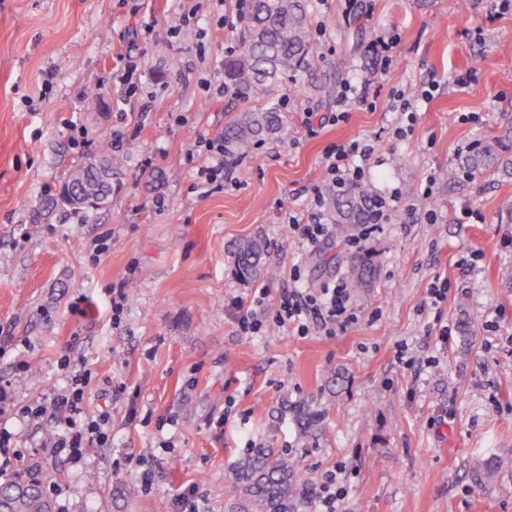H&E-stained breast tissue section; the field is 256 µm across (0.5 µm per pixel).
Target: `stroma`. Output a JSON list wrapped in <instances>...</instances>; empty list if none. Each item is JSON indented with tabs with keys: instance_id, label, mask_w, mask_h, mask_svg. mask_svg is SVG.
Here are the masks:
<instances>
[{
	"instance_id": "1",
	"label": "stroma",
	"mask_w": 512,
	"mask_h": 512,
	"mask_svg": "<svg viewBox=\"0 0 512 512\" xmlns=\"http://www.w3.org/2000/svg\"><path fill=\"white\" fill-rule=\"evenodd\" d=\"M310 2L316 62L274 93L285 134L206 181L236 0H0V386L20 406L45 400L66 361L89 374L86 416L109 417L106 447L53 457L51 419L0 414L11 471L52 457L56 512H177L192 486L224 512L253 446L291 454L311 489L341 469L339 512H512V178L462 169L471 144L512 125V0ZM380 35L394 40L386 61L371 49ZM325 71L332 92L309 97L303 82ZM364 79L367 103L337 120L344 83ZM431 81L397 136L405 99ZM92 82L100 98L86 96ZM115 133L110 202L89 216L48 210ZM351 140L375 144L365 181L401 209L361 247L300 250L288 213L321 188L326 148ZM257 236L266 271L245 280L235 246ZM361 249L378 275L352 292L347 332L240 333L252 288L295 269L320 287ZM439 280L448 297L433 310ZM465 310L480 317L472 339L436 347L435 316ZM302 410L319 417L306 440ZM478 456L501 462L483 488L470 477Z\"/></svg>"
}]
</instances>
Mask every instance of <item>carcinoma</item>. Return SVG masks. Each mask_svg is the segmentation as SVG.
Returning a JSON list of instances; mask_svg holds the SVG:
<instances>
[{
	"mask_svg": "<svg viewBox=\"0 0 512 512\" xmlns=\"http://www.w3.org/2000/svg\"><path fill=\"white\" fill-rule=\"evenodd\" d=\"M309 0H238L237 39L241 51L224 58V93L242 103L224 121V153L229 158L248 155L264 136L284 130L279 108L269 103L276 82L288 74L310 70L314 60ZM95 159L74 170L63 184L56 203L76 212L99 209L112 197V183L94 171ZM463 165L471 174L512 177V126L466 155ZM96 198V205L79 204L75 189ZM373 187L364 185L345 194L331 195L327 211L341 238L356 224L370 218ZM266 252L260 238L245 239L236 247V267L248 279L262 269ZM377 268L367 257L357 259L346 274L347 286L358 290L376 278ZM497 460L479 458L471 468L473 481L482 486L494 478ZM58 471L36 461L24 472L0 483V509L4 512H56L47 492ZM238 493L224 504V512H308L310 493L297 479L295 460L272 450L259 451L236 467Z\"/></svg>",
	"mask_w": 512,
	"mask_h": 512,
	"instance_id": "carcinoma-1",
	"label": "carcinoma"
}]
</instances>
